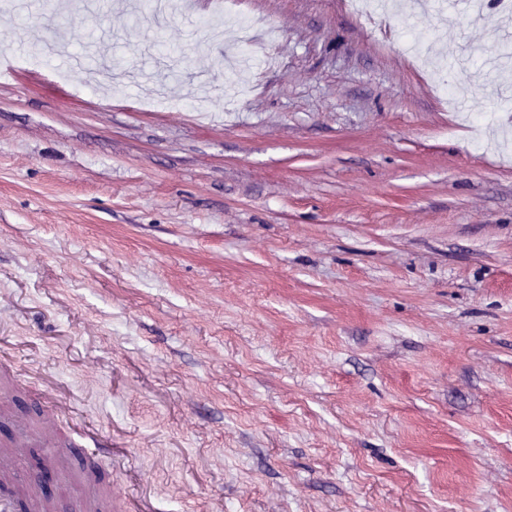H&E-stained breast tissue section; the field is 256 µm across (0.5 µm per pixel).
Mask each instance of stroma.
Returning a JSON list of instances; mask_svg holds the SVG:
<instances>
[{"instance_id":"1","label":"stroma","mask_w":512,"mask_h":512,"mask_svg":"<svg viewBox=\"0 0 512 512\" xmlns=\"http://www.w3.org/2000/svg\"><path fill=\"white\" fill-rule=\"evenodd\" d=\"M135 2L0 6V446L70 443L52 379L156 512H512V28L240 0L241 69L211 0Z\"/></svg>"}]
</instances>
